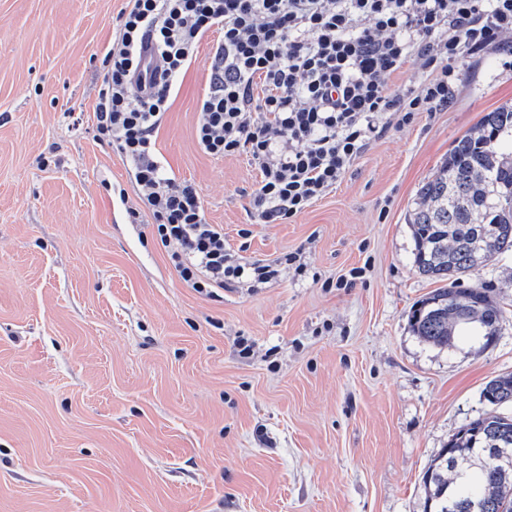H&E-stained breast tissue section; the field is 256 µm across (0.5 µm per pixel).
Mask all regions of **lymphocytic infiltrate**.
<instances>
[{"mask_svg":"<svg viewBox=\"0 0 512 512\" xmlns=\"http://www.w3.org/2000/svg\"><path fill=\"white\" fill-rule=\"evenodd\" d=\"M104 51L96 129L130 165L153 237L180 281L209 298L259 288L301 251L246 261L208 223L196 188L169 171L157 135L178 79L209 33L208 88L196 140L215 157L245 155L260 179L256 224H284L340 184L371 139L443 112L463 52L496 46L512 58V0H127ZM414 63L418 86L393 88Z\"/></svg>","mask_w":512,"mask_h":512,"instance_id":"obj_1","label":"lymphocytic infiltrate"}]
</instances>
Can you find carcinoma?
<instances>
[{"instance_id": "1", "label": "carcinoma", "mask_w": 512, "mask_h": 512, "mask_svg": "<svg viewBox=\"0 0 512 512\" xmlns=\"http://www.w3.org/2000/svg\"><path fill=\"white\" fill-rule=\"evenodd\" d=\"M409 224L416 272L443 286L421 300L410 317L414 336L448 350L463 340L491 345L488 328L500 319L487 285L460 280L512 253V105L486 113L460 138L436 173L417 190ZM492 242L490 255L478 248ZM477 309L471 332L454 331L460 306ZM485 410L462 426L421 477L424 512H512V469L474 463L491 443L512 449V373L490 380L480 393Z\"/></svg>"}]
</instances>
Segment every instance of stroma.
Listing matches in <instances>:
<instances>
[{
  "label": "stroma",
  "instance_id": "stroma-1",
  "mask_svg": "<svg viewBox=\"0 0 512 512\" xmlns=\"http://www.w3.org/2000/svg\"><path fill=\"white\" fill-rule=\"evenodd\" d=\"M125 5L0 0V512H423L424 470L512 372V255L464 280L493 283L498 340L425 347L409 316L435 285L408 217L456 140L512 104V65L462 56L448 111L372 141L288 223L254 224L256 171L196 141L206 36L157 148L232 253L305 265L214 299L179 280L96 131Z\"/></svg>",
  "mask_w": 512,
  "mask_h": 512
}]
</instances>
